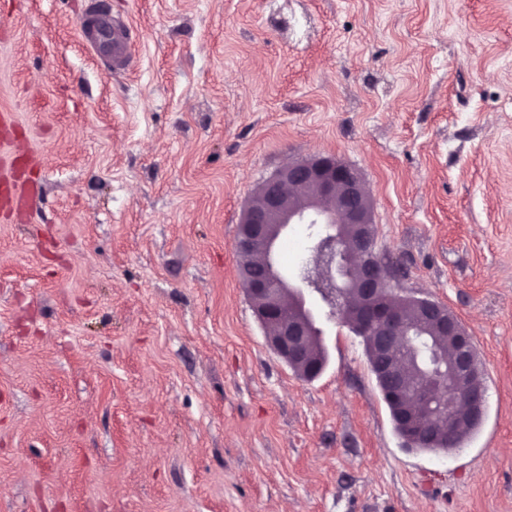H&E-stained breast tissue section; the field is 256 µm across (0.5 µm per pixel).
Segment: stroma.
<instances>
[{
  "instance_id": "35a3bbf8",
  "label": "stroma",
  "mask_w": 512,
  "mask_h": 512,
  "mask_svg": "<svg viewBox=\"0 0 512 512\" xmlns=\"http://www.w3.org/2000/svg\"><path fill=\"white\" fill-rule=\"evenodd\" d=\"M0 0V512H512V0ZM360 169L405 292L473 338L487 412L406 449L360 337L297 376L234 241L258 183ZM133 29L129 22L112 17V24L101 19L88 46L109 72L125 69L132 57Z\"/></svg>"
}]
</instances>
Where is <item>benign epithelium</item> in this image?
<instances>
[{"label":"benign epithelium","mask_w":512,"mask_h":512,"mask_svg":"<svg viewBox=\"0 0 512 512\" xmlns=\"http://www.w3.org/2000/svg\"><path fill=\"white\" fill-rule=\"evenodd\" d=\"M292 224L323 225L320 239L310 246L307 267L327 301L335 303L338 288L347 294L341 320L368 337L380 358L376 375L409 445H442L481 424L484 374L467 329L440 302L386 292L399 282L389 280L388 264L376 249L363 176L333 157L289 162L255 188L241 212L235 252L258 255L260 265L245 263L239 275L268 346L289 366L303 369L307 379L324 368L323 361L312 358L319 329L306 295L313 293L314 284L299 274L288 277L277 259V243ZM343 240L351 245L334 250ZM414 332L448 345L449 353L436 351V368L419 364L410 342ZM411 367L421 371L424 382L409 394L404 376Z\"/></svg>","instance_id":"1"}]
</instances>
